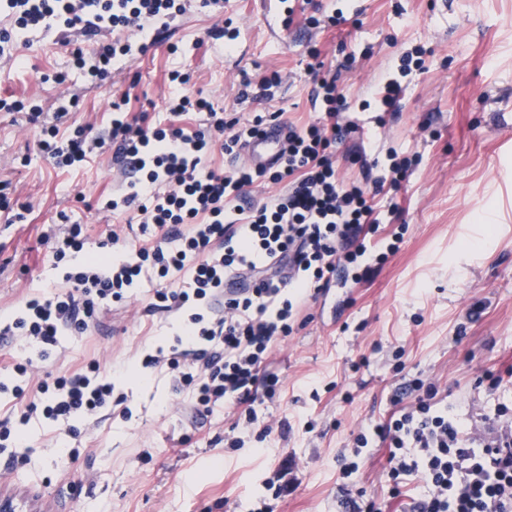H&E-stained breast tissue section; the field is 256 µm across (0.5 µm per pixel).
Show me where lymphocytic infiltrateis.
Segmentation results:
<instances>
[{
  "label": "lymphocytic infiltrate",
  "instance_id": "obj_1",
  "mask_svg": "<svg viewBox=\"0 0 512 512\" xmlns=\"http://www.w3.org/2000/svg\"><path fill=\"white\" fill-rule=\"evenodd\" d=\"M6 5L23 30H42L53 20L88 37L139 29L147 22L165 29L186 10L185 0H6ZM147 50L144 43L134 47L116 40L88 57L76 53L75 62L88 75L101 77L115 59ZM312 99L326 122L289 128L283 160L273 171L210 168L214 145L228 154L239 152L266 118L258 114L243 124L224 118L207 100L186 95L170 98L173 121L163 128L128 118L118 102L112 105L116 116L107 137L93 136L88 126L64 139L56 126L43 128L40 146L60 167L114 145L118 162L138 176L108 206H136L140 229L150 241L136 250L134 260L109 267L87 264L66 274V289L42 302L29 301L28 316L1 325L0 335L21 331L43 357L60 336L85 333L97 319V303L122 299L142 275L165 279L187 273L180 291L155 293L164 312L194 305L185 346L146 355L145 362L165 365L175 386L194 388L197 415L225 405L234 409L243 429L255 427L257 396L271 398L279 389V377L265 368L273 344L291 333L298 307L309 293L325 292L337 270L350 271L357 282L370 276L365 240L388 218L370 204L365 190L343 187L338 180L330 147L343 132L339 115L345 104L335 77L320 78ZM192 110L203 115L198 127L178 125V117ZM261 180L284 181L288 188L262 204L241 207L246 188ZM407 390L413 402L361 431L348 451L340 490L349 512H382L380 503L356 487L360 460L377 446L388 450L386 475L393 490L408 477L421 480L423 495L413 512H512V429L504 424L512 410L498 407L495 416L502 426L475 439L463 434L434 386L417 378ZM37 391L40 400L30 412L65 423L110 407L113 386L93 362L85 371L39 382Z\"/></svg>",
  "mask_w": 512,
  "mask_h": 512
}]
</instances>
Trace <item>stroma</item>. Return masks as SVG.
<instances>
[{"mask_svg": "<svg viewBox=\"0 0 512 512\" xmlns=\"http://www.w3.org/2000/svg\"><path fill=\"white\" fill-rule=\"evenodd\" d=\"M321 14L343 10L344 24L310 28L296 17L281 36L268 22L279 0H194L165 32L126 30L120 37L151 42L135 60L114 64L90 80L71 52L91 51L81 34L50 31L14 41L0 52V100L39 105L60 135L74 128L108 127L111 105L130 115L148 113L152 125L171 116L164 102L178 71L182 91L248 120L279 113L304 127L320 117L311 101L315 73L308 51L317 48L323 72L337 76L346 103L340 122L350 129L334 147L341 183L372 188L374 160L388 151L410 158L400 185L379 200L398 212L385 236L399 249L373 276L347 284L330 302L301 307L291 335L267 360L278 374L274 398H260L267 435L243 433L231 445L228 408L194 416L189 390L175 388L166 368L144 367L145 355L169 347L186 313L152 310L156 289L177 282L142 280L124 301L105 306L100 322L81 336L61 337L22 396H0V419L19 418L38 401L36 382L98 361L123 406L67 426L32 415L23 425L26 465L14 476L53 495L64 512H217L226 499L249 512L265 496V476L288 457L299 483L274 512H340V459L368 424L384 419L408 381L421 378L446 396L456 413L484 431L498 404L512 406V0H315ZM235 31L230 41L211 28ZM423 47L395 112L361 108L406 52ZM277 71L272 98L243 97L245 83ZM39 124L26 112L0 111V190L14 202L0 211V319L27 313L29 300L61 291L80 258L128 254L142 245L135 208L102 209L120 173L111 148L96 149L74 168H57L39 147ZM90 227L82 256L55 257L52 235L62 219ZM120 240L106 244L109 229ZM78 449L70 464L66 449Z\"/></svg>", "mask_w": 512, "mask_h": 512, "instance_id": "1", "label": "stroma"}]
</instances>
